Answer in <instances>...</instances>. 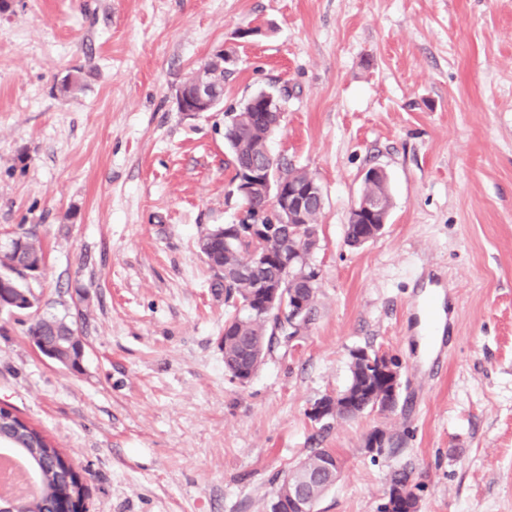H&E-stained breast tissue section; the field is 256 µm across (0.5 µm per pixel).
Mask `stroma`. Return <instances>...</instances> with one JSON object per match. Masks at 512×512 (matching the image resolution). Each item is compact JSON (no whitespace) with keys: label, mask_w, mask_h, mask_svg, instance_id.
<instances>
[{"label":"stroma","mask_w":512,"mask_h":512,"mask_svg":"<svg viewBox=\"0 0 512 512\" xmlns=\"http://www.w3.org/2000/svg\"><path fill=\"white\" fill-rule=\"evenodd\" d=\"M220 50L221 108L181 112ZM261 90L288 94L272 154L323 190L320 275L308 323L241 384L197 243L244 215L224 113ZM372 167L389 218L353 249ZM20 231L45 269L38 311L0 314V407L62 449L89 512H270L315 448L342 463L317 512H380L397 470L419 512H512V0H0V243ZM434 273L458 318L431 378L410 306ZM62 313L78 373L27 334ZM358 348L400 360L397 405L321 430L307 411ZM377 428L394 453L368 451Z\"/></svg>","instance_id":"1"}]
</instances>
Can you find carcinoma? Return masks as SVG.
I'll use <instances>...</instances> for the list:
<instances>
[{"label": "carcinoma", "instance_id": "1", "mask_svg": "<svg viewBox=\"0 0 512 512\" xmlns=\"http://www.w3.org/2000/svg\"><path fill=\"white\" fill-rule=\"evenodd\" d=\"M271 134L268 126L244 119L227 125L224 139L232 156L233 183L240 184L242 166L250 160L254 146ZM364 192L390 206L387 177L366 184ZM245 204L251 223L219 225L199 240L200 253L214 272L213 287L224 289V305L230 308L224 319V369L232 377L239 371H257L266 352L271 350L276 333L287 336L292 329L288 311L262 312L257 306L263 285L276 287L280 283L278 256L293 243L288 225L278 223L276 213L269 210L260 195L246 199ZM258 240L268 252L269 260L263 264L257 262L254 253ZM42 263L41 248L29 235L16 236L6 250H0V274L11 278V287L0 285V297L7 302L9 311L33 308L37 298L24 271L36 269ZM29 336L33 340L42 337L53 346L60 363L81 371V340L66 317L37 319ZM369 356L374 358L376 354L369 355L363 349L351 353L350 381L345 389L348 402L330 420H352L367 410L385 411L381 404L387 389L375 382L367 362ZM0 444L25 457L38 470L40 493L20 502V512H55L57 504L73 492L74 486L63 465L62 452L41 431L21 422L18 415L5 408H0ZM327 453L324 448L313 450L290 476L299 484L323 491L321 463Z\"/></svg>", "mask_w": 512, "mask_h": 512}]
</instances>
